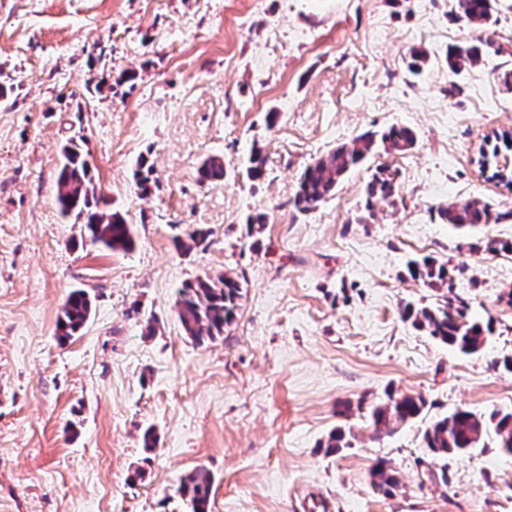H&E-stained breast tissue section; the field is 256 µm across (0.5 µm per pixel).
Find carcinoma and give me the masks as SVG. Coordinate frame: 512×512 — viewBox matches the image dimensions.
Masks as SVG:
<instances>
[{
  "mask_svg": "<svg viewBox=\"0 0 512 512\" xmlns=\"http://www.w3.org/2000/svg\"><path fill=\"white\" fill-rule=\"evenodd\" d=\"M459 8L472 24L488 29L496 24V0H459ZM485 42L479 40L448 48L446 63L448 72L459 74L464 69L482 61ZM416 144L415 133L408 127L391 126L379 131H367L349 143H344L327 156L309 165L302 173L293 198L295 208L301 213L317 209L331 197L342 179L372 152L381 147L387 152H404ZM62 160L57 174L56 201L62 216L80 225L82 237L94 245L111 251H130L135 247L132 227L125 217L107 208L106 200L98 194L94 176L81 146L70 141L62 147ZM154 165L145 156L140 157L135 171V181L143 195L151 192L155 185ZM247 177L260 180L266 174V157L260 150L251 151ZM223 162L216 158L206 159L198 169V181L224 179ZM398 172L388 166L379 167L367 186L365 208L373 211L374 202L387 200L395 194ZM438 215L444 224L456 227L487 224L490 221L512 218V210L493 213L490 204L479 200L451 203L441 206ZM209 231L197 228L188 233L187 239H174L176 248L184 251L207 242ZM411 278L428 286H445L448 294L436 305L416 307L406 305L402 318L442 343L452 346L460 353L471 355L484 349L491 324H483L468 314L467 302L453 293L454 282L445 263L431 257L408 262ZM243 298L241 276H224L218 281L198 278L183 284L179 290L178 316L188 336L201 343L224 335L237 317ZM91 312V299L84 289H76L67 297L57 320L60 341L67 342L86 325ZM427 407L424 398L411 394L388 396V400L375 405L370 413V426L379 435H390L398 428L411 423L423 414ZM494 434L498 447L512 453V412H495ZM486 431V423L467 408L459 407L434 419L424 430L422 441L431 464H436L450 455H464L480 445ZM351 447L346 432L341 428L332 430L323 444L325 452L334 454L342 448ZM372 484L385 495H391L400 487L396 471L386 462L376 463L370 470ZM213 478L197 469L185 475L179 484L178 493L186 501L189 512H211Z\"/></svg>",
  "mask_w": 512,
  "mask_h": 512,
  "instance_id": "obj_1",
  "label": "carcinoma"
}]
</instances>
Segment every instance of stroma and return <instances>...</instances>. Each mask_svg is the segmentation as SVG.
<instances>
[{"instance_id":"stroma-1","label":"stroma","mask_w":512,"mask_h":512,"mask_svg":"<svg viewBox=\"0 0 512 512\" xmlns=\"http://www.w3.org/2000/svg\"><path fill=\"white\" fill-rule=\"evenodd\" d=\"M483 30L458 0H0V512H187L182 477L205 468L213 512H512V454L494 436L422 464V434L459 407L512 411V220L458 229L440 206L496 210L512 194L473 162L493 131L512 130V0ZM490 39L482 62L448 72L450 46ZM429 61L407 69L411 49ZM124 71L133 85H115ZM409 127L415 146L377 150L304 214L301 172L366 131ZM73 137L99 192L132 225L136 246L84 240L56 203L61 147ZM267 158L248 180L253 148ZM156 185L141 196L136 163ZM224 180L202 183L205 159ZM395 197L366 210L378 166ZM268 222L249 232L248 216ZM210 232L190 253L174 236ZM446 263L485 348L460 354L404 322L407 303L443 287L413 280L408 258ZM246 278L223 336L195 342L177 316L183 282ZM88 291L79 335L60 343L68 294ZM423 396L427 414L376 437L370 407ZM349 448L325 455L337 426ZM155 449L142 443L146 430ZM387 461L401 480L379 493ZM370 477L372 484L385 495L393 494L400 487V479L396 471L384 461H379L371 468Z\"/></svg>"}]
</instances>
